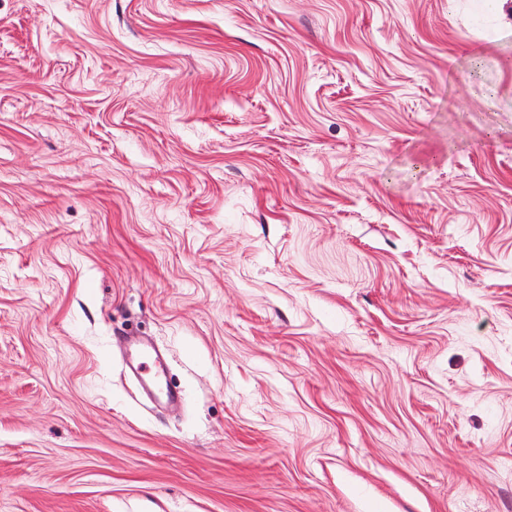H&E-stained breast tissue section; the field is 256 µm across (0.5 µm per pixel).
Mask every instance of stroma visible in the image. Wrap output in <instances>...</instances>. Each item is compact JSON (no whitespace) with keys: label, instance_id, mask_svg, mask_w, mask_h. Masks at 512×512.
Wrapping results in <instances>:
<instances>
[{"label":"stroma","instance_id":"1","mask_svg":"<svg viewBox=\"0 0 512 512\" xmlns=\"http://www.w3.org/2000/svg\"><path fill=\"white\" fill-rule=\"evenodd\" d=\"M0 512H512V0H0ZM138 367L149 372L151 381L160 388L161 396L167 402H174L178 398V394L167 384H164L165 373L162 370V364L159 357L153 356L148 352H142L138 356Z\"/></svg>","mask_w":512,"mask_h":512}]
</instances>
